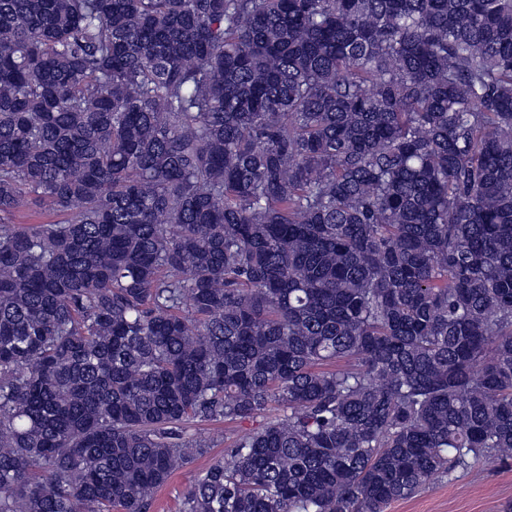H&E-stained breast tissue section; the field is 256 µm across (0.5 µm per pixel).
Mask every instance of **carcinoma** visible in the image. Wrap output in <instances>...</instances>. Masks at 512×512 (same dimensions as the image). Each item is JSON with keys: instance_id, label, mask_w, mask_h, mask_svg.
<instances>
[{"instance_id": "1", "label": "carcinoma", "mask_w": 512, "mask_h": 512, "mask_svg": "<svg viewBox=\"0 0 512 512\" xmlns=\"http://www.w3.org/2000/svg\"><path fill=\"white\" fill-rule=\"evenodd\" d=\"M272 403L181 512L512 459V0H0V512H149ZM187 430L191 434L201 433L206 437L214 435V439L217 441L205 454L195 457L173 474L170 481L157 491L150 512H179L182 499L202 471L224 457V448H227L232 437L238 432L239 425L236 423L225 424L224 422H195L189 424Z\"/></svg>"}]
</instances>
